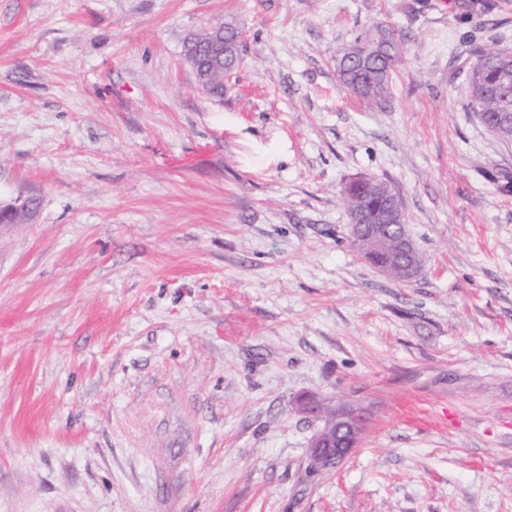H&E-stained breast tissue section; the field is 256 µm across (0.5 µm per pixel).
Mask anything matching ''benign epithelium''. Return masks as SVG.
Returning a JSON list of instances; mask_svg holds the SVG:
<instances>
[{"instance_id": "7a95c632", "label": "benign epithelium", "mask_w": 512, "mask_h": 512, "mask_svg": "<svg viewBox=\"0 0 512 512\" xmlns=\"http://www.w3.org/2000/svg\"><path fill=\"white\" fill-rule=\"evenodd\" d=\"M228 30L224 25L218 24L211 27V34L204 43L196 36L188 38L186 43V59L197 67L196 50L199 46L206 47L211 61L219 64L224 57L232 54L239 55L241 33L235 31L232 38L225 34ZM27 212L26 203L0 204V224H12L15 217ZM380 216L376 222H371V216L360 208L351 215V227L355 235L364 236L373 241L376 249L392 251L402 255L412 247L410 240L390 236V228L406 227L407 218L400 197L393 196L381 198V204L377 207ZM362 430L361 417L353 412H345L336 416V423L323 426L310 440L309 466L314 472H324L335 467L346 459L356 448Z\"/></svg>"}]
</instances>
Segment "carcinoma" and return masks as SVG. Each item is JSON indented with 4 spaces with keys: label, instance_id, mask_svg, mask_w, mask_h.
Returning a JSON list of instances; mask_svg holds the SVG:
<instances>
[{
    "label": "carcinoma",
    "instance_id": "obj_1",
    "mask_svg": "<svg viewBox=\"0 0 512 512\" xmlns=\"http://www.w3.org/2000/svg\"><path fill=\"white\" fill-rule=\"evenodd\" d=\"M344 55L363 58L360 67L338 66V77L344 90L356 94L369 103L382 102L389 92V79L401 57V41L388 29L376 28L358 35ZM469 109L495 117L501 112L512 113V49H484L476 53V60L468 71ZM202 89L209 94L224 91V70L215 69ZM395 192L387 183L367 178L363 183L353 182L346 192L345 203L351 210L368 204V198ZM364 259L370 264L386 261V256L373 249L364 237L353 240ZM422 259L415 253L394 264L389 276L407 280L418 274Z\"/></svg>",
    "mask_w": 512,
    "mask_h": 512
}]
</instances>
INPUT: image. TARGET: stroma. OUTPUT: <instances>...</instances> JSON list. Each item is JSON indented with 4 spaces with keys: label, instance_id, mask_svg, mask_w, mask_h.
<instances>
[{
    "label": "stroma",
    "instance_id": "obj_1",
    "mask_svg": "<svg viewBox=\"0 0 512 512\" xmlns=\"http://www.w3.org/2000/svg\"><path fill=\"white\" fill-rule=\"evenodd\" d=\"M244 33L223 97L186 38ZM391 94L342 89L361 32ZM512 0H0V512H512V144L468 112ZM390 184L424 256L351 239ZM365 418L309 474L321 416ZM345 50L342 57L357 55L364 63L360 67L338 65L343 89L369 103L382 102L389 92L390 75L401 57V41L390 30L377 27L358 35Z\"/></svg>",
    "mask_w": 512,
    "mask_h": 512
}]
</instances>
